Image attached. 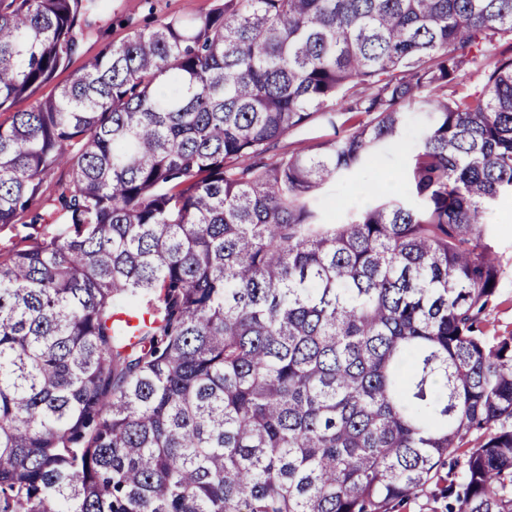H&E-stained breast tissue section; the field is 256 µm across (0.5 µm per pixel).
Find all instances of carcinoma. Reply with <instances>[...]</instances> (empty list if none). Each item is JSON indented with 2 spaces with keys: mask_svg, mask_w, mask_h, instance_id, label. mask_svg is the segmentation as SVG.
<instances>
[{
  "mask_svg": "<svg viewBox=\"0 0 512 512\" xmlns=\"http://www.w3.org/2000/svg\"><path fill=\"white\" fill-rule=\"evenodd\" d=\"M94 0H0V110ZM512 0H224L135 30L0 124V224L67 165V229L0 261V512H512V336L480 315L512 193V55L448 98ZM429 122L406 192L336 177ZM340 138L279 150L319 115ZM148 301L137 335L112 322ZM482 87V74L475 67H470L459 77L457 84L448 88V97L454 95L459 98L480 90ZM426 125L425 112L411 110L408 113L410 133L407 144L379 152L373 164L345 173L326 185L314 201L322 222L339 224L347 209L364 205L369 195L380 202L388 196V191H400L404 170L411 162ZM392 512H446L443 500L434 501L426 497L410 498L395 506Z\"/></svg>",
  "mask_w": 512,
  "mask_h": 512,
  "instance_id": "1",
  "label": "carcinoma"
}]
</instances>
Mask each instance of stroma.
Listing matches in <instances>:
<instances>
[{
    "mask_svg": "<svg viewBox=\"0 0 512 512\" xmlns=\"http://www.w3.org/2000/svg\"><path fill=\"white\" fill-rule=\"evenodd\" d=\"M221 0H95L77 29L78 51L68 70L59 73L54 84L42 87L39 97L53 93L55 85L70 80L84 61L105 47L125 41L133 28H153L173 18L193 17L208 13ZM347 113L336 115L335 123L317 118L294 130L284 142L287 150H298L335 139L347 127ZM423 112L408 114L407 144L378 153L373 164L343 174L326 185L314 201L323 223L336 224L347 210L364 205L368 198L384 200L388 193L400 191L404 172L411 162L416 145L426 128ZM71 173L61 165L49 171L42 193L35 203L41 215L38 224L0 225V254L12 252L26 236L50 238L59 234L67 223L61 197L67 193ZM486 241L500 264L501 276L495 300L482 315L488 336L512 335V196L498 199L492 208V224Z\"/></svg>",
    "mask_w": 512,
    "mask_h": 512,
    "instance_id": "obj_1",
    "label": "stroma"
}]
</instances>
